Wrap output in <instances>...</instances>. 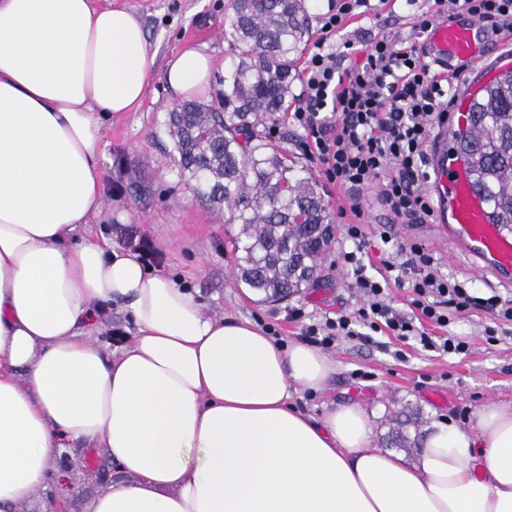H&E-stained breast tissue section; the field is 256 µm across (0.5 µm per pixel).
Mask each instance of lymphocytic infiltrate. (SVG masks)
<instances>
[{"label":"lymphocytic infiltrate","mask_w":512,"mask_h":512,"mask_svg":"<svg viewBox=\"0 0 512 512\" xmlns=\"http://www.w3.org/2000/svg\"><path fill=\"white\" fill-rule=\"evenodd\" d=\"M364 4L365 0H342L337 10L324 15L322 36L304 68L305 104L293 112L292 119L306 131L313 145L311 156L329 181L349 189L379 183L381 198L395 218L423 223L435 213L425 190L430 180L426 144L435 127L448 119L454 77L426 60L420 46L388 37L361 48L345 42V49L358 61L340 68L335 53L326 46L341 33L346 18ZM462 13L488 33L512 34V0H431L415 27L424 33ZM378 234L387 245L379 255L385 271L380 279L368 276L361 258L362 225H344L343 235L354 248L344 253L343 260L350 265L365 302L353 314L308 325L311 343L327 347L362 326L402 341L416 340L428 351L460 355L467 352V341L430 336L425 323L445 328L460 315L478 309L491 311L501 324H512V294L473 296L464 283L440 274L422 249L393 243L387 226H380ZM394 284L409 286L410 313L388 303Z\"/></svg>","instance_id":"f902f5d3"}]
</instances>
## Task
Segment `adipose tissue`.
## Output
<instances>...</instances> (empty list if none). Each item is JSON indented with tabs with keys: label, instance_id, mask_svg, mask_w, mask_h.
<instances>
[{
	"label": "adipose tissue",
	"instance_id": "1",
	"mask_svg": "<svg viewBox=\"0 0 512 512\" xmlns=\"http://www.w3.org/2000/svg\"><path fill=\"white\" fill-rule=\"evenodd\" d=\"M154 63L126 8L0 0V512L49 489L66 440L121 475L89 512H512L511 408L433 422L407 462L360 404L296 407L328 355L207 315L110 241L72 243L102 210L104 123L142 106ZM213 75L187 46L164 78L189 97ZM115 301L137 331L107 357L85 329Z\"/></svg>",
	"mask_w": 512,
	"mask_h": 512
}]
</instances>
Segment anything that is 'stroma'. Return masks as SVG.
<instances>
[{
  "label": "stroma",
  "mask_w": 512,
  "mask_h": 512,
  "mask_svg": "<svg viewBox=\"0 0 512 512\" xmlns=\"http://www.w3.org/2000/svg\"><path fill=\"white\" fill-rule=\"evenodd\" d=\"M111 1L140 16L157 58L141 108L113 117L106 127L102 142L105 207L93 223L78 226L75 241L90 233L113 240L115 225H136L163 252V270L196 290L205 313L249 318L260 327L274 328L287 345L304 341L310 323L352 314L362 299L339 259L340 252L351 247L344 236H337L320 260L318 277L310 288L285 301H263L238 282L231 244L236 225L225 223L220 212L197 200L180 181L171 160L173 141L165 122L176 98L163 78L164 62L186 46L207 52L216 72L201 99L218 103L224 71L233 61L224 41L228 0H100L104 5ZM426 9V0H415L410 6L404 0H367L334 43L339 46L349 40L361 45L381 35L414 37L415 18ZM323 187L334 224L355 223L350 206L352 199H359L366 227L391 225L399 242L423 248L433 256L440 273L465 283L472 294L487 297L495 291L503 295L512 291V281L488 270L478 271L475 260L445 238L436 224L394 219L377 185L353 191L324 181ZM297 308L302 318L293 317ZM490 323L489 314L474 313L449 325V334L469 343L468 352L461 355H441L392 336L378 335L371 341L339 339L327 350L336 364L328 387L315 394L298 393L294 403L318 418L332 402H358L372 415L375 446L415 459L432 422L449 418L470 428L485 404L512 407V334L487 341L484 329ZM64 447L76 467L58 471L56 492L67 495L69 512H88L104 480L115 479L116 471L80 442L68 441Z\"/></svg>",
  "instance_id": "35a3bbf8"
}]
</instances>
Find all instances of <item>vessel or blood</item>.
I'll return each instance as SVG.
<instances>
[{
	"mask_svg": "<svg viewBox=\"0 0 512 512\" xmlns=\"http://www.w3.org/2000/svg\"><path fill=\"white\" fill-rule=\"evenodd\" d=\"M477 31L460 23L436 24L421 43L423 53L448 63L475 60L474 75L468 89L459 94L458 126H466L473 99L479 90L493 82L500 73L496 61L483 58ZM450 131H442L430 153L438 194V222L445 225L454 241L480 262H489L501 278L512 277V232L492 218V204L477 187L470 165L448 153Z\"/></svg>",
	"mask_w": 512,
	"mask_h": 512,
	"instance_id": "obj_1",
	"label": "vessel or blood"
}]
</instances>
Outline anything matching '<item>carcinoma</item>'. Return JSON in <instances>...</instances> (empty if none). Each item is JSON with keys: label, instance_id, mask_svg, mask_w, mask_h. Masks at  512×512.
<instances>
[{"label": "carcinoma", "instance_id": "obj_1", "mask_svg": "<svg viewBox=\"0 0 512 512\" xmlns=\"http://www.w3.org/2000/svg\"><path fill=\"white\" fill-rule=\"evenodd\" d=\"M224 41V109L189 100L168 115L174 162L194 194L236 224L237 275L266 300L299 294L336 239L322 184L262 127L293 104L298 51L309 35L307 0H232ZM468 131L457 136L494 217L512 228V70L485 86Z\"/></svg>", "mask_w": 512, "mask_h": 512}]
</instances>
